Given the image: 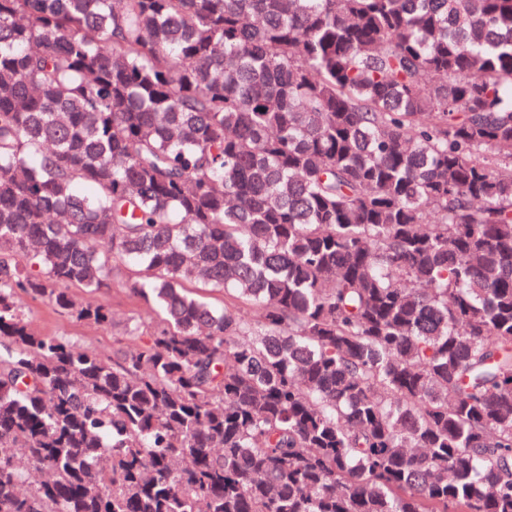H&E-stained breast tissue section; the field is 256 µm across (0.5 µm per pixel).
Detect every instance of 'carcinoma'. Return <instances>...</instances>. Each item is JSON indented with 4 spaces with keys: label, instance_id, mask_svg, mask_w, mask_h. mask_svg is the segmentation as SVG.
Returning <instances> with one entry per match:
<instances>
[{
    "label": "carcinoma",
    "instance_id": "obj_1",
    "mask_svg": "<svg viewBox=\"0 0 512 512\" xmlns=\"http://www.w3.org/2000/svg\"><path fill=\"white\" fill-rule=\"evenodd\" d=\"M0 512H512V0H0ZM105 298L112 311V325L109 328L81 325L54 310L46 301L21 296L20 306L29 314L35 329L46 335L68 336L80 346L112 354L117 340L124 348H131L134 342L126 335L131 317L142 323L151 319L148 306L130 295L124 288H111Z\"/></svg>",
    "mask_w": 512,
    "mask_h": 512
}]
</instances>
